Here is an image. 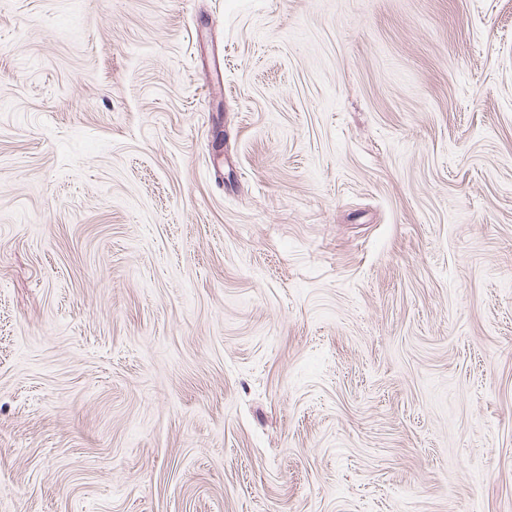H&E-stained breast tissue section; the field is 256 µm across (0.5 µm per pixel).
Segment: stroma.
<instances>
[{"label": "stroma", "instance_id": "35a3bbf8", "mask_svg": "<svg viewBox=\"0 0 512 512\" xmlns=\"http://www.w3.org/2000/svg\"><path fill=\"white\" fill-rule=\"evenodd\" d=\"M0 512H512V0H0Z\"/></svg>", "mask_w": 512, "mask_h": 512}]
</instances>
